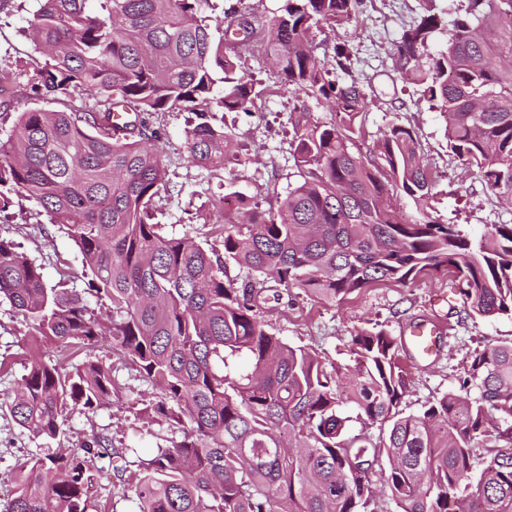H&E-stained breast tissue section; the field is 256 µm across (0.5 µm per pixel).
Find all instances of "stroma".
<instances>
[{
	"instance_id": "stroma-1",
	"label": "stroma",
	"mask_w": 512,
	"mask_h": 512,
	"mask_svg": "<svg viewBox=\"0 0 512 512\" xmlns=\"http://www.w3.org/2000/svg\"><path fill=\"white\" fill-rule=\"evenodd\" d=\"M460 5V0H362L352 22L331 31L322 30L315 43L321 57L332 55L339 44L351 52L350 73L369 91L363 146L371 147L391 123L413 131L420 154L437 181L431 201L435 216L476 237L487 226L512 224V206L489 196L476 172L466 169L449 152L444 120L422 99L419 86L390 80V53L403 30L425 7H432L446 20L425 50L426 55H437L447 46V24L453 21ZM38 7V0H0V72L17 75L12 87L13 108L0 114V138L10 133L20 111L37 104L50 110L102 108L99 99L77 90L38 102L30 98L29 79L44 59L25 30ZM292 107L289 97L263 92L251 111L225 113L224 126L232 133L239 161L212 172L197 167L189 158L185 144L189 113H153L149 121L159 132L155 148L166 167V187L156 198L155 208L165 232L208 241L216 252H223L221 238L201 220L210 211L214 197L237 190L265 208L275 194L284 192L295 179L290 155ZM0 239L19 245L41 266L48 284L65 279L71 287L82 288L78 248L23 195L13 196L10 207L0 212ZM461 305L448 276L441 273L404 284H376L333 304L305 295L290 302L271 299L265 305L263 319L270 333L289 344L313 349L343 369L357 365L351 345L357 329L376 327L392 336L406 337L420 323L435 324L438 342L432 357L421 360L408 346L400 352L401 363L411 376L401 408L406 413H417L442 394L459 389L474 351L512 339L511 317L463 318L456 313ZM27 332L21 314L8 300L1 299L0 399L13 393L26 372L31 354ZM116 375L124 386L123 404H106L92 413L73 415L64 436L56 440L32 438L17 425L8 409L0 408V512L15 494L18 464L31 453L45 456L61 448L76 449L94 434L103 438L109 449L124 448L136 440L152 447L166 436V427L148 424L133 410L146 388L136 372L121 366ZM96 466L95 496L102 512H128L129 504L122 498L128 477L123 461L106 454L97 459Z\"/></svg>"
}]
</instances>
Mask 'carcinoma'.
<instances>
[{
    "instance_id": "obj_1",
    "label": "carcinoma",
    "mask_w": 512,
    "mask_h": 512,
    "mask_svg": "<svg viewBox=\"0 0 512 512\" xmlns=\"http://www.w3.org/2000/svg\"><path fill=\"white\" fill-rule=\"evenodd\" d=\"M40 2L28 31L45 64L31 95L72 88L107 107H30L0 141V210L14 194L34 202L78 246L87 278L81 290L49 286L40 266L0 240V297L29 325V343L85 354L70 370L33 355L3 401L16 423L56 439L72 415L122 403L112 366L91 357L106 344L151 388L141 412L170 432L128 462L135 512H374L369 474H351L352 459L386 462L399 512H512V339L475 352L460 391L406 414L402 343L387 331L356 330L358 366L344 372L263 320L266 289L276 300L297 289L329 303L438 273L458 280L467 316H512V224L472 238L435 217V181L402 125H388L369 155L354 150L369 102L356 80L337 76L349 73L347 48L321 59L312 33L351 20L360 0H281L263 22L280 89L294 99L297 181L266 210L231 192L236 207L217 226L222 255L155 222L166 170L147 116L194 113L186 143L198 167L238 160L231 134L208 118L214 106L247 111L258 96L224 50L253 37L245 13L221 28L202 12L208 0ZM441 23L427 11L403 31L393 72L422 87L451 153L512 205V0H465L446 49L426 58ZM309 99L325 102L332 120L311 121ZM116 108L138 120L112 128ZM403 194L412 215L397 205ZM261 276L273 285L262 288ZM90 298L110 302L112 315L95 316ZM471 387L478 396L468 397ZM354 418L379 425L378 442L349 435ZM490 442L493 453L475 462L472 448ZM105 451L114 449L94 436L78 453L32 455L9 512H99L89 492Z\"/></svg>"
}]
</instances>
